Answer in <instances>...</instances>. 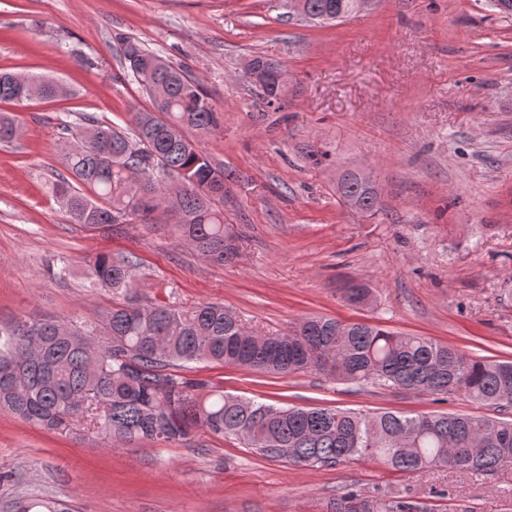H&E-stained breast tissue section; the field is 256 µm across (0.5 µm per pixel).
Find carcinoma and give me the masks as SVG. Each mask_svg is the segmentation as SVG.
<instances>
[{
    "mask_svg": "<svg viewBox=\"0 0 512 512\" xmlns=\"http://www.w3.org/2000/svg\"><path fill=\"white\" fill-rule=\"evenodd\" d=\"M302 18L327 23L357 12V0H302ZM120 63L146 92L151 109L133 115L125 132L92 116L64 130L71 136L69 175L58 174L52 194L71 221L95 227L172 220L178 239L205 260L224 265L240 255L224 224V186L235 173L216 164L185 131L212 132L216 112L200 82L131 39ZM280 62L254 55L243 69L267 106L281 110L288 89L277 83ZM59 83L0 73V102L52 99ZM15 120L0 113V142L17 136ZM93 191L89 196L82 187ZM374 214L376 189L368 173L349 171L336 187ZM137 258L98 254L84 267L90 284L128 293ZM345 299L365 304L367 283L349 281ZM216 362L288 375L316 370L346 383H372L420 395H462L512 408V362L467 358L426 336L400 334L365 322L307 317L261 336L231 310L201 304L116 303L98 320L60 322L29 317L0 328V411L65 431L88 419L102 439L135 447L184 442L197 431L244 442L261 457L311 468L378 460L402 473L457 470L484 478L512 466V421L482 415L392 412L362 414L328 407H277L227 394L197 392L202 380L179 369ZM10 512H73L52 497L16 498ZM325 512H439L406 493L377 487L333 498Z\"/></svg>",
    "mask_w": 512,
    "mask_h": 512,
    "instance_id": "obj_1",
    "label": "carcinoma"
}]
</instances>
